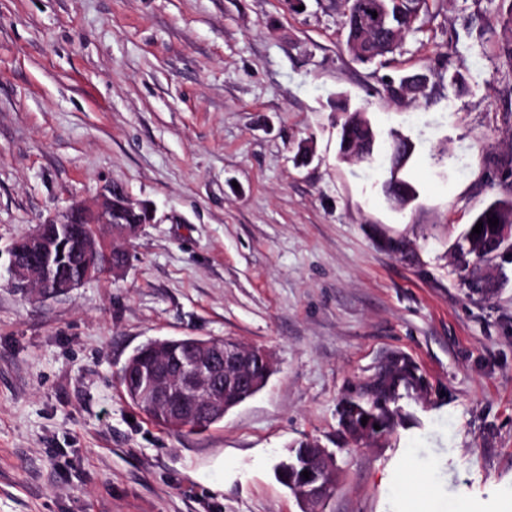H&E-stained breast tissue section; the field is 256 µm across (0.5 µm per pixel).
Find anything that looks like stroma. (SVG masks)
<instances>
[{
	"mask_svg": "<svg viewBox=\"0 0 512 512\" xmlns=\"http://www.w3.org/2000/svg\"><path fill=\"white\" fill-rule=\"evenodd\" d=\"M428 6L379 66L347 52L336 0H0V512H305L276 474L301 440L335 460L323 512H512V263L482 264L480 291L458 250L512 160L486 24L512 0ZM412 73L425 97L393 101L381 76ZM340 95L376 156L414 142L406 209L386 168L340 159ZM113 187L152 211L124 270L17 292L12 243ZM184 336L274 361L199 433L118 381ZM402 357L423 388L352 440L342 401ZM119 381L123 390L129 399L152 421L159 426L174 431L181 432L185 429L189 431L206 430L212 424L223 419L224 416H217L208 421L200 422L198 420H188L182 423H176L170 420L168 412L161 406L149 404L145 399L140 398V370L136 368L129 374H124L122 369L119 374Z\"/></svg>",
	"mask_w": 512,
	"mask_h": 512,
	"instance_id": "stroma-1",
	"label": "stroma"
}]
</instances>
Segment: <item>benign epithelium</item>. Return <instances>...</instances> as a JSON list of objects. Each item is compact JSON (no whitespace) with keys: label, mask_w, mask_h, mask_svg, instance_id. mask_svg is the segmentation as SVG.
<instances>
[{"label":"benign epithelium","mask_w":512,"mask_h":512,"mask_svg":"<svg viewBox=\"0 0 512 512\" xmlns=\"http://www.w3.org/2000/svg\"><path fill=\"white\" fill-rule=\"evenodd\" d=\"M112 214V194L103 193L91 205L75 204L63 220L50 223L76 224L91 216ZM30 254L22 259L19 250L9 249V270L15 289L22 293L41 290L45 298L70 293L82 282L98 275L103 269L118 268L103 259L107 250L100 243H87L81 253L80 278L62 277L56 272L63 258L66 238L59 233L52 238L38 227L26 236ZM152 373L149 381L151 397L168 407L179 417H209L219 409L229 410L228 395L254 382L253 392L265 385L273 371L271 356L258 348H249L234 341H202L181 360L157 352L153 346Z\"/></svg>","instance_id":"1"}]
</instances>
